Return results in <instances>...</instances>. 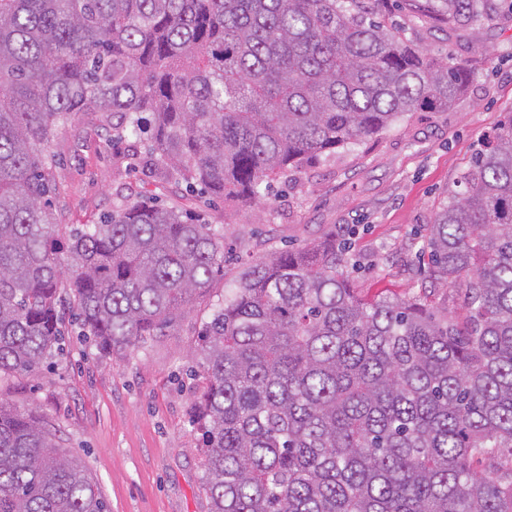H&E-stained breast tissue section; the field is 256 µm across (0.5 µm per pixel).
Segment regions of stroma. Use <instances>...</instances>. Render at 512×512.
<instances>
[{
    "label": "stroma",
    "instance_id": "35a3bbf8",
    "mask_svg": "<svg viewBox=\"0 0 512 512\" xmlns=\"http://www.w3.org/2000/svg\"><path fill=\"white\" fill-rule=\"evenodd\" d=\"M373 16L425 54L464 62L472 75L467 91L450 110L408 113L377 138L298 169L259 203L159 182L146 150L132 157L113 148L99 113H77L55 129L54 203L63 223L94 224L154 198L223 229L228 257L209 292L163 335L104 357L71 323L53 367L0 380L1 402L41 417L60 445L86 462L109 512H210L190 422L200 383L193 375L202 361L198 335L244 263L308 249L333 234L349 245L360 298L424 292L439 310L465 317L459 285L438 283L420 248L457 178L512 119V8L494 0L487 18L461 26L430 0H379Z\"/></svg>",
    "mask_w": 512,
    "mask_h": 512
}]
</instances>
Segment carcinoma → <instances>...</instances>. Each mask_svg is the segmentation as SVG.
Here are the masks:
<instances>
[{
	"label": "carcinoma",
	"instance_id": "carcinoma-1",
	"mask_svg": "<svg viewBox=\"0 0 512 512\" xmlns=\"http://www.w3.org/2000/svg\"><path fill=\"white\" fill-rule=\"evenodd\" d=\"M433 2L465 25L491 9ZM469 82L362 0H0V378L57 353L66 300L121 354L224 268V235L174 208L61 223L48 144L73 114L148 134L163 183L256 202ZM457 187L427 247L438 280L465 278L463 324L359 299L334 237L242 268L199 344L211 512H512V123ZM0 512H108L85 462L1 402Z\"/></svg>",
	"mask_w": 512,
	"mask_h": 512
}]
</instances>
